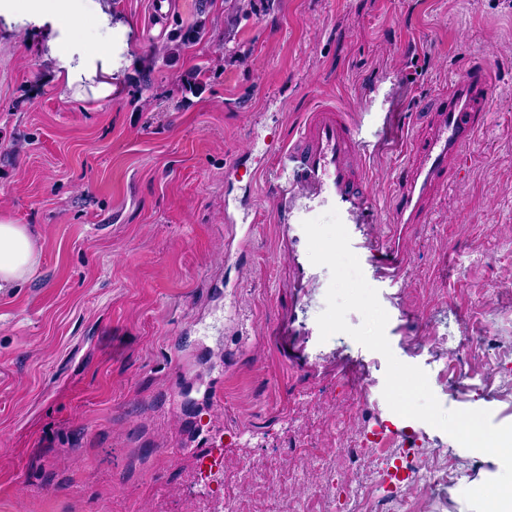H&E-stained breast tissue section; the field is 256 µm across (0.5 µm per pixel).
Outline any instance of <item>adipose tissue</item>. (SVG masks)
I'll return each instance as SVG.
<instances>
[{"label":"adipose tissue","mask_w":512,"mask_h":512,"mask_svg":"<svg viewBox=\"0 0 512 512\" xmlns=\"http://www.w3.org/2000/svg\"><path fill=\"white\" fill-rule=\"evenodd\" d=\"M2 13L23 27H47L44 60L65 95L97 106L111 101L119 60L106 0H0ZM40 266V248L30 225L0 217V291L32 281Z\"/></svg>","instance_id":"1"}]
</instances>
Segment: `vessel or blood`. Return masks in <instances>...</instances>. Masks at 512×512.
<instances>
[{"instance_id": "1", "label": "vessel or blood", "mask_w": 512, "mask_h": 512, "mask_svg": "<svg viewBox=\"0 0 512 512\" xmlns=\"http://www.w3.org/2000/svg\"><path fill=\"white\" fill-rule=\"evenodd\" d=\"M493 91L489 66L473 61L459 79L426 99L422 130L405 145L398 191L389 206L391 223H429L437 199L447 191L455 172L453 159L475 143L485 124ZM364 152L359 130L349 115L337 105L323 103L307 113L295 136L277 153L267 184L276 204L280 242L288 255L291 287L312 288L320 279L305 262L304 220L334 208L343 223H375L377 207L367 188L361 160ZM367 248L383 252V280L395 286L400 272L396 255L384 251L378 240L369 242Z\"/></svg>"}]
</instances>
